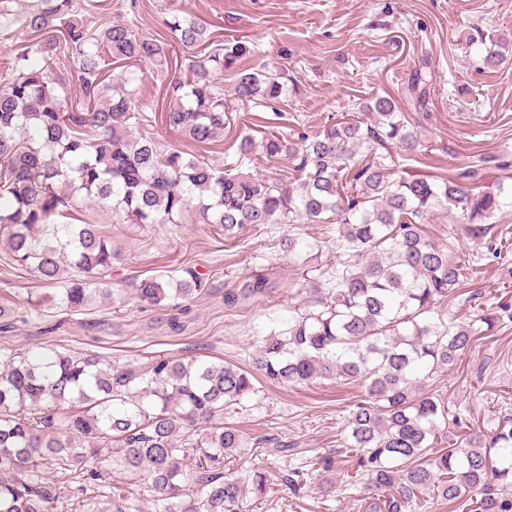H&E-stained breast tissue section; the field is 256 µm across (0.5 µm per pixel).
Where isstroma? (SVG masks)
Instances as JSON below:
<instances>
[{"mask_svg":"<svg viewBox=\"0 0 512 512\" xmlns=\"http://www.w3.org/2000/svg\"><path fill=\"white\" fill-rule=\"evenodd\" d=\"M138 0L142 28L159 31L162 14L191 15L245 41L249 65L277 67L288 84L281 124L292 133L313 136L330 118L359 116L375 96L391 95L402 117L417 130L422 148L397 158L400 169L447 174L456 165L485 162L483 185L504 180L500 161H512V49L502 63L490 62L498 40L512 46V0ZM429 80L425 108L404 93L415 70ZM424 228L452 255L481 253L482 244L463 232L455 212L440 206ZM120 254L112 285L131 288L149 275L192 266L204 275L208 291L187 306L142 309L121 301L91 314L51 312L16 322L0 333V345L23 349L51 341L77 352L140 366L151 359L197 356L247 365L257 335L287 328L302 307V271L286 242L321 241L322 263H334L335 226L270 224L227 240L213 224H107ZM266 272L276 289L265 301L224 303V284ZM512 285V268L482 260L468 287L480 291L479 307L455 301L447 315L460 321L489 308ZM442 389L451 408L485 428L512 409V322L496 327L445 376ZM361 394L354 383L320 379L282 387L262 382L233 420L245 443L232 466L239 475L265 471L269 491L247 493L239 512H365L364 485L337 481L323 497L320 477L299 493L282 483L286 461L269 455L278 443L296 444L315 454L338 447L349 411Z\"/></svg>","mask_w":512,"mask_h":512,"instance_id":"obj_1","label":"stroma"}]
</instances>
